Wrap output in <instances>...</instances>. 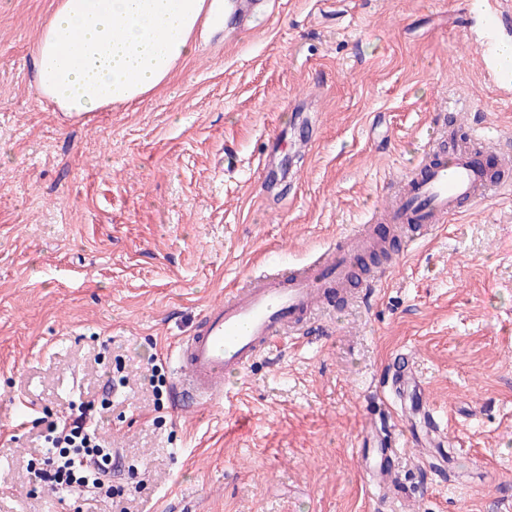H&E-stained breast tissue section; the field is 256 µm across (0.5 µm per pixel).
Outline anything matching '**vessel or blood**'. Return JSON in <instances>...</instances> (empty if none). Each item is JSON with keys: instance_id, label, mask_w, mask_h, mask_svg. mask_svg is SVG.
Segmentation results:
<instances>
[{"instance_id": "obj_1", "label": "vessel or blood", "mask_w": 512, "mask_h": 512, "mask_svg": "<svg viewBox=\"0 0 512 512\" xmlns=\"http://www.w3.org/2000/svg\"><path fill=\"white\" fill-rule=\"evenodd\" d=\"M481 31L476 50L486 78L503 93L512 92V74L499 62L498 51L512 37V20L499 0H480ZM512 158L499 154L481 129H471L455 144L446 131L437 132L423 148L416 166L395 178L388 205L380 207L373 223L392 229L414 230L405 250L417 239L447 223L486 198L512 192ZM379 237L357 225L340 234L327 248L300 266L282 271L270 268L230 283L222 301L208 306L190 334L176 345L175 406L177 410H204L224 399V381L255 365L283 341H297L313 327L328 305L331 291L360 283L364 297H372L376 278H363L357 265L360 253L377 246ZM391 388L401 400L419 401L420 423L434 447L446 445L435 411L423 405L424 386L406 354L392 361ZM381 462L372 467L374 478L385 480L396 450L391 435L374 429Z\"/></svg>"}]
</instances>
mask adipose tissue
Masks as SVG:
<instances>
[{
	"label": "adipose tissue",
	"mask_w": 512,
	"mask_h": 512,
	"mask_svg": "<svg viewBox=\"0 0 512 512\" xmlns=\"http://www.w3.org/2000/svg\"><path fill=\"white\" fill-rule=\"evenodd\" d=\"M207 0H56L35 49L37 87L60 111L141 101L194 52Z\"/></svg>",
	"instance_id": "ef3b65f1"
}]
</instances>
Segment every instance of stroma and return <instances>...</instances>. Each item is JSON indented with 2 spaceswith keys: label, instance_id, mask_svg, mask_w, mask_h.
<instances>
[{
  "label": "stroma",
  "instance_id": "obj_1",
  "mask_svg": "<svg viewBox=\"0 0 512 512\" xmlns=\"http://www.w3.org/2000/svg\"><path fill=\"white\" fill-rule=\"evenodd\" d=\"M55 0H0V512H512V196L388 262L376 300L176 413L171 346L226 284L307 262L387 200L434 115L512 153V98L468 38L473 0H263L216 11L140 102L75 123L34 49ZM405 352L447 429L448 464L396 430L372 480L364 408ZM118 385L100 433L116 497L37 484L44 420Z\"/></svg>",
  "mask_w": 512,
  "mask_h": 512
}]
</instances>
